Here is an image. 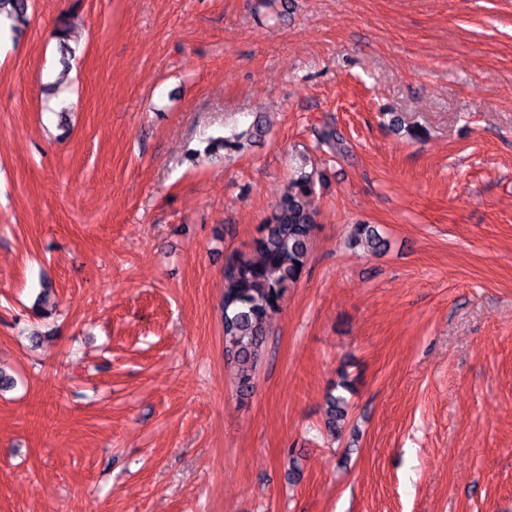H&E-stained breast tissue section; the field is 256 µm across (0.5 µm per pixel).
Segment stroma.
<instances>
[{"mask_svg":"<svg viewBox=\"0 0 512 512\" xmlns=\"http://www.w3.org/2000/svg\"><path fill=\"white\" fill-rule=\"evenodd\" d=\"M305 156L318 227L243 398L224 263ZM0 368V512H512V0H29L0 34ZM317 142L319 146H326L328 150L339 156H343L347 152V146L341 134L337 129L330 125L324 124L316 131ZM348 244L354 248L362 247L371 254H381L388 249V240L371 224L352 225ZM338 376L339 380L333 388L337 393H328L325 413V426L334 438L340 436L347 420L349 399L345 393L352 394L354 392L356 381V378H352L344 367L338 370Z\"/></svg>","mask_w":512,"mask_h":512,"instance_id":"obj_1","label":"stroma"}]
</instances>
